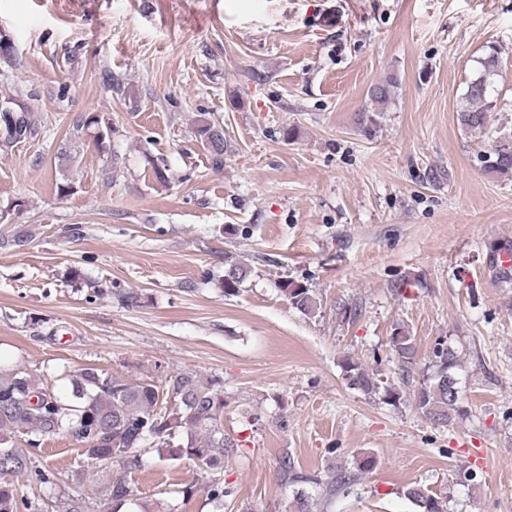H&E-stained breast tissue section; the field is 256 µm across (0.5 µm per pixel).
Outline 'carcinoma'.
<instances>
[{"mask_svg": "<svg viewBox=\"0 0 512 512\" xmlns=\"http://www.w3.org/2000/svg\"><path fill=\"white\" fill-rule=\"evenodd\" d=\"M481 67L479 75L469 83L465 101L457 112L460 126L474 135L485 133L489 112L496 107L495 101L490 99V90L494 76L502 68L497 46L488 47ZM393 88L390 81L374 85L370 90L371 101L377 106L386 104ZM36 132L31 113L8 107L0 110L1 147L8 149ZM90 132L99 144L109 137L98 114L87 112L77 116L69 137L62 140L56 150L59 165L68 167L76 162L72 144ZM196 133L209 151L214 166H223L224 128L201 119L197 122ZM485 170L503 177L512 176V134L500 138L487 158ZM250 273L251 269L241 262L224 261V296L237 295ZM280 290L294 310L306 317L318 314L321 304L312 288L285 280ZM389 346L403 375H408L417 357L409 330L401 324L395 325ZM428 362L429 373L413 391V404L430 423L446 427L466 413L460 394L455 392L460 384L457 371L461 363L448 337L439 336L434 340ZM342 370L350 388L368 396L379 394L389 405L400 402L399 389L391 386L380 389L374 374L354 358H345ZM66 378L71 391L69 396L62 397L29 372L0 370V512L23 509L42 512L38 504L18 500L16 486L10 478L28 474L40 484L54 483L56 476L36 466L33 455L45 441L61 434L80 442L88 458L124 466L137 465L140 449L152 448L162 459L179 460L186 456L196 460L205 471H221L224 458L238 448L236 440L224 431L223 392L194 371L180 372L162 385L153 380L131 382L98 367L79 368ZM168 397L173 399L169 406L164 404ZM375 464L373 456L365 455L354 471L329 468L327 479L322 483L325 494L330 496L350 489ZM278 472L281 480L288 484L319 483L316 478L296 472L293 459L286 454L279 459ZM204 491L221 505L228 494L221 478L212 479ZM105 494L114 509L135 497L130 483L121 477L108 482ZM405 496L416 512H446L445 501L419 485L407 488Z\"/></svg>", "mask_w": 512, "mask_h": 512, "instance_id": "1", "label": "carcinoma"}]
</instances>
